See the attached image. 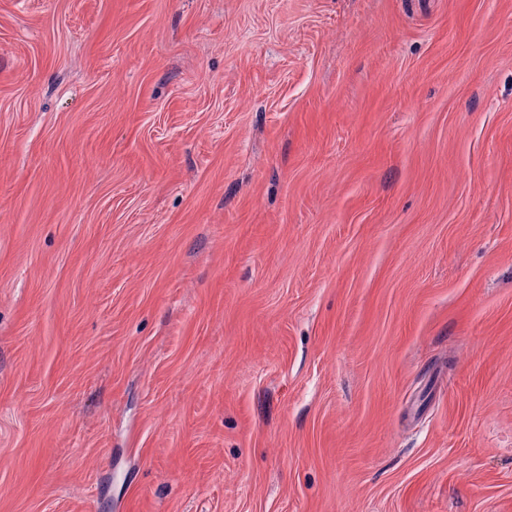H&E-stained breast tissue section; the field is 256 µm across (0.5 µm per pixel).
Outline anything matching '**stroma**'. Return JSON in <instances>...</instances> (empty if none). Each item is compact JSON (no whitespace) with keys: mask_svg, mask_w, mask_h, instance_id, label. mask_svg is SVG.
Returning <instances> with one entry per match:
<instances>
[{"mask_svg":"<svg viewBox=\"0 0 512 512\" xmlns=\"http://www.w3.org/2000/svg\"><path fill=\"white\" fill-rule=\"evenodd\" d=\"M0 512H512V0H0Z\"/></svg>","mask_w":512,"mask_h":512,"instance_id":"stroma-1","label":"stroma"}]
</instances>
